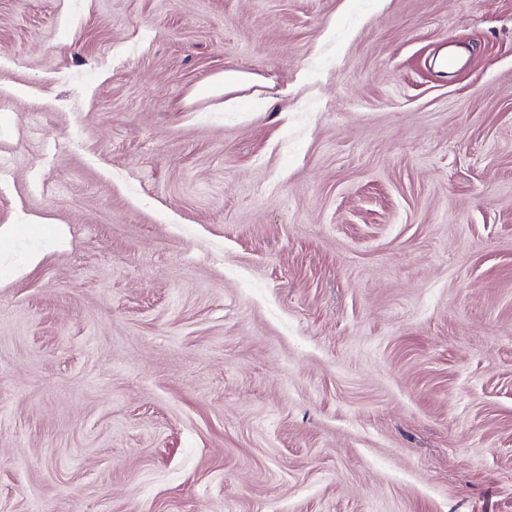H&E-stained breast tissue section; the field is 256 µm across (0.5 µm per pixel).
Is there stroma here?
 <instances>
[{
    "label": "stroma",
    "mask_w": 512,
    "mask_h": 512,
    "mask_svg": "<svg viewBox=\"0 0 512 512\" xmlns=\"http://www.w3.org/2000/svg\"><path fill=\"white\" fill-rule=\"evenodd\" d=\"M3 224L0 512H512V0H0Z\"/></svg>",
    "instance_id": "stroma-1"
}]
</instances>
